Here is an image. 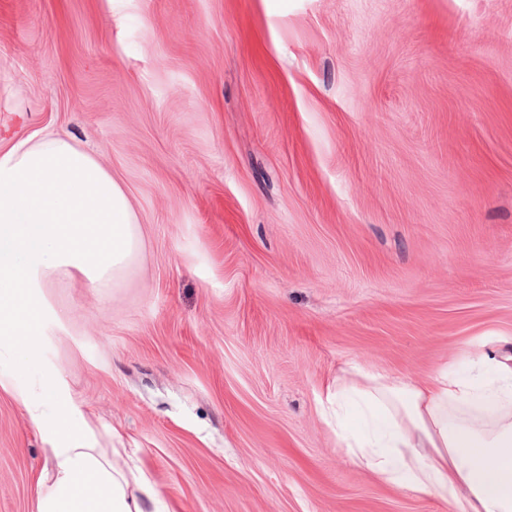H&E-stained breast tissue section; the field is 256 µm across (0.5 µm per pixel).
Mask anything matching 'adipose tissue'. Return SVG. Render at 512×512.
Listing matches in <instances>:
<instances>
[{"label":"adipose tissue","mask_w":512,"mask_h":512,"mask_svg":"<svg viewBox=\"0 0 512 512\" xmlns=\"http://www.w3.org/2000/svg\"><path fill=\"white\" fill-rule=\"evenodd\" d=\"M141 231L122 186L59 133L0 149V390L22 405L48 445L38 512H145L155 482L97 448L62 370L40 338L63 330L45 301L51 278L120 284ZM336 445L375 481L447 505L512 512V336H484L424 379L359 362L317 397Z\"/></svg>","instance_id":"obj_1"}]
</instances>
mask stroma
<instances>
[{
    "mask_svg": "<svg viewBox=\"0 0 512 512\" xmlns=\"http://www.w3.org/2000/svg\"><path fill=\"white\" fill-rule=\"evenodd\" d=\"M69 134L131 199L119 287L41 349L169 512H448L337 448L317 396L512 335V0H0V145ZM44 444L0 391V512Z\"/></svg>",
    "mask_w": 512,
    "mask_h": 512,
    "instance_id": "35a3bbf8",
    "label": "stroma"
}]
</instances>
